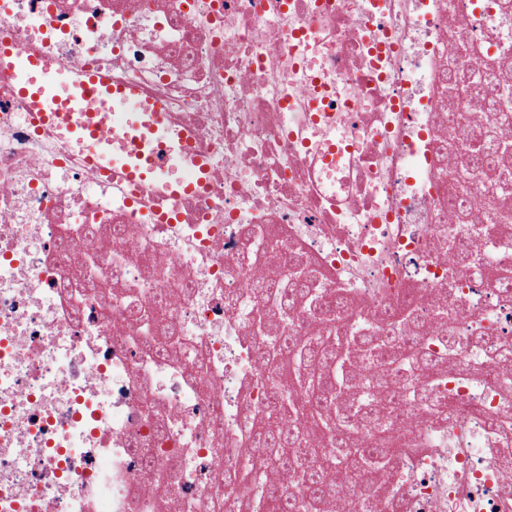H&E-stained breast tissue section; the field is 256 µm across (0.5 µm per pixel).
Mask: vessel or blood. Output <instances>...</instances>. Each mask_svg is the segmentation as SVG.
Masks as SVG:
<instances>
[{"instance_id":"b4317fda","label":"vessel or blood","mask_w":512,"mask_h":512,"mask_svg":"<svg viewBox=\"0 0 512 512\" xmlns=\"http://www.w3.org/2000/svg\"><path fill=\"white\" fill-rule=\"evenodd\" d=\"M6 71L16 83L19 100L34 118L70 125L88 149L92 164L120 167L129 181L161 186L175 198L207 191V157H195L186 178L173 181L166 177L167 167L180 156L165 146L166 113L158 104L141 100L134 88L112 84L92 69L80 70L74 77L63 75L33 57L10 63ZM104 102L109 112H101ZM116 136L125 142L120 154L112 151Z\"/></svg>"}]
</instances>
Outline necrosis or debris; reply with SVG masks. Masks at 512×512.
I'll return each mask as SVG.
<instances>
[{"mask_svg": "<svg viewBox=\"0 0 512 512\" xmlns=\"http://www.w3.org/2000/svg\"><path fill=\"white\" fill-rule=\"evenodd\" d=\"M2 41L134 87L213 162L201 196L131 184L0 73V512H245L254 320L329 333L250 291L291 260L353 335L444 361V413L398 404L404 448L323 512H512V279L449 289L440 249L512 267V233L482 232L512 224V183L485 202L466 150L494 138L512 169V99L486 91L512 89V0H0Z\"/></svg>", "mask_w": 512, "mask_h": 512, "instance_id": "1", "label": "necrosis or debris"}]
</instances>
